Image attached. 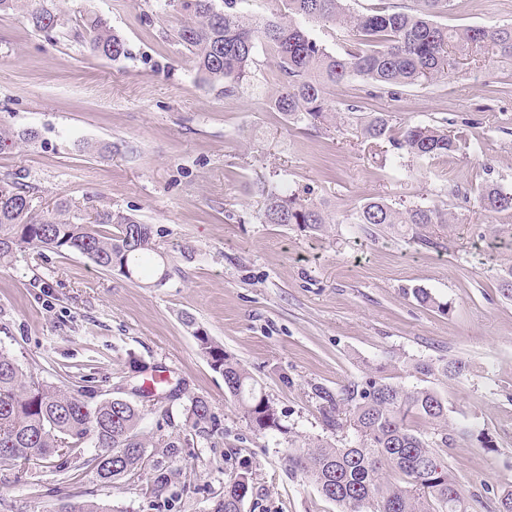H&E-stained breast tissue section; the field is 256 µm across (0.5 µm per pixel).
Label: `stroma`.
I'll list each match as a JSON object with an SVG mask.
<instances>
[{
	"label": "stroma",
	"instance_id": "obj_1",
	"mask_svg": "<svg viewBox=\"0 0 512 512\" xmlns=\"http://www.w3.org/2000/svg\"><path fill=\"white\" fill-rule=\"evenodd\" d=\"M63 9L52 34L34 32L23 10L0 13V120L36 129L31 143L0 152V177L22 173L35 214L59 201L91 215L110 209L160 230L169 278L159 287L95 267L70 253L18 252L0 270V347L35 379L89 381L98 398L136 400V387L163 371L183 397L144 404L140 431L179 435L165 460L178 497L153 493L157 457L110 484L87 467L84 446L67 472L39 460L0 466V512H46L65 499L103 500L112 512H210L224 483L249 464L253 492L242 512H340L316 486L288 471L294 445L336 443L319 413L317 388L339 392L377 365L408 386L398 358L466 361L471 372L434 386L453 419L485 432L441 449L470 512H494L495 490L512 483V214L480 209L485 180L512 189V61L469 60L455 77L370 97L353 77L330 96L362 113L386 112L395 126L444 124L465 148L401 165L354 126L316 134L287 124L269 106L273 58L256 49L251 84L238 95L204 82L173 36L180 18L165 0H44ZM108 19L128 55H92L83 20ZM448 28L512 23V0H454ZM275 174L328 205L322 234L263 224L253 183ZM395 206H448L456 228H436L441 250L351 221L366 199ZM423 288L447 303L421 306ZM239 361L277 408L282 431L247 426L223 376L200 353L183 315ZM201 397L218 433L196 436L183 398Z\"/></svg>",
	"mask_w": 512,
	"mask_h": 512
}]
</instances>
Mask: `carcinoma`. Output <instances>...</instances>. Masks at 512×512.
I'll list each match as a JSON object with an SVG mask.
<instances>
[{"label": "carcinoma", "instance_id": "1", "mask_svg": "<svg viewBox=\"0 0 512 512\" xmlns=\"http://www.w3.org/2000/svg\"><path fill=\"white\" fill-rule=\"evenodd\" d=\"M453 0H414V6H383L355 13L348 0H284L283 10L270 17H255L238 9V0H166V6L187 17L174 38L192 55L197 71L211 85L224 86L233 95L250 84L256 64L255 49L262 42L275 62L272 109L286 121L314 132H329L336 119L359 125L361 135L374 143L388 142L397 156L434 160L464 148L462 136L445 126L392 125L386 112L354 118L358 107L345 109L329 97V89L357 75L370 86L393 94L398 88L431 85L450 77L460 58L471 53L490 58H512V24L450 29L435 17L447 12ZM23 9L31 27L44 33L55 30L62 11H52L41 0H0V12ZM334 29L333 51L312 33L313 26ZM87 45L91 54L110 60L128 55L126 42L100 16L87 20ZM32 129L15 131L0 123V150L33 140ZM23 175L0 177V267L12 264L15 253L28 248L57 254L78 253L104 271L117 270L125 278H139L147 269L158 287L169 277L168 263L159 251L161 231L132 215L108 209L96 212L91 224L80 222L71 206L61 201L55 210L38 216L32 212ZM255 192L264 199L258 219L263 224H294L317 234L336 223L322 202L300 195L285 182L261 181ZM488 213H512V189L494 182L483 184L477 195ZM355 224L379 228L400 226L412 243L439 248L432 235L435 226H452L454 213L439 206L396 208L370 198L352 215ZM422 306L445 311L448 305L431 293L415 288ZM194 338L209 365L224 376L228 394L238 403L247 425L258 432L281 427L273 402L257 388L245 368L224 353L223 345L206 331ZM405 368L422 381L407 387L385 374L380 366L360 384L334 394L319 388L320 412L325 426L350 432L353 439L340 446L322 440L303 442L288 453V469L311 479L320 494L339 505L341 512H469V503L448 473L438 449L449 448L458 437H476L491 447L485 433L449 417L448 399L427 381L439 376L459 378L469 372L466 362L414 359ZM186 421L198 434L218 426L208 401L194 397L185 408ZM141 409L116 398L94 400L89 385L72 388L38 382L27 375L17 358L0 348V465L21 466L31 461L62 459L67 466L81 445L91 442L99 452L85 460L105 484L142 466L146 449L162 458L179 453L175 438L150 441L139 432ZM430 431L420 429V423ZM124 448L123 456L101 459ZM253 492L249 467L224 483V494L211 512H241ZM47 512H112L105 502L64 500Z\"/></svg>", "mask_w": 512, "mask_h": 512}]
</instances>
